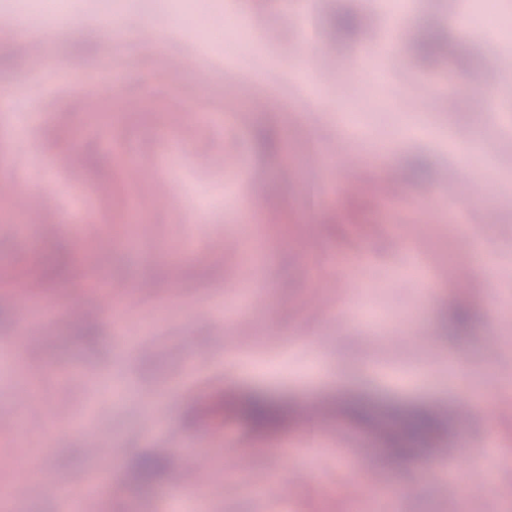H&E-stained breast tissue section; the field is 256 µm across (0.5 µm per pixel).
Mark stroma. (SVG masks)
I'll return each mask as SVG.
<instances>
[{
	"label": "stroma",
	"instance_id": "35a3bbf8",
	"mask_svg": "<svg viewBox=\"0 0 512 512\" xmlns=\"http://www.w3.org/2000/svg\"><path fill=\"white\" fill-rule=\"evenodd\" d=\"M284 0H263L260 27L247 39H225L223 61L207 77L174 71L185 53L182 36L166 47L146 22L155 0H138L121 20V53L112 57L118 96L139 98L138 111L117 116L105 102V130L82 112V88L58 78L93 67L109 46L97 38L108 2L46 28L48 61L37 65L0 28V171L19 185H40L38 215L27 237L0 204V343L16 363L0 362V427L23 422L14 447H0V479L11 480L16 453L40 462L8 512H58L42 486L68 488L107 468L111 483L91 512H169L179 490L177 467L203 456V512H485L498 499L512 512V208L494 196L448 201L439 192L464 163L482 165L498 188H512V33L474 21L459 38L451 17L469 0H416L412 32L394 63L380 72L384 100L375 103L353 50L357 38H334L339 14L372 15L374 0H319L312 6L315 48L328 47L332 81L307 80L304 30L282 27ZM454 45L453 56L418 57L414 45L431 33ZM110 56V55H109ZM262 79L271 99L242 102L226 113L225 95ZM453 91L454 106L430 109L431 93ZM355 107L364 131L386 143L383 165L357 172L366 185L393 174L402 201L379 207L368 195L318 207L308 198L338 179L344 163L336 112ZM274 128L281 153L262 150L254 132ZM151 170L131 181L126 154ZM77 156L79 165L65 164ZM293 173L281 177L284 166ZM104 195H94L98 186ZM171 194L169 205L158 197ZM141 221L127 224V197ZM274 204L283 224H260L265 249L259 277L261 308L239 299L247 276L243 253L224 247L226 235L254 222V200ZM433 221L418 223L420 213ZM77 224L102 225L103 237L76 238ZM142 236L128 254L116 241ZM370 258L357 290L340 283V259L362 250ZM90 258V275L109 284H143L140 308L127 329L111 314L88 322L59 317L40 333L19 323L14 294L28 282L53 292L59 306L94 307V292L76 296L47 272L45 259ZM458 277L445 278L448 268ZM469 312L462 327L448 314ZM324 375L309 378L314 362ZM486 389L487 404L461 412L464 383ZM40 403L31 405L29 393ZM252 393L300 411L311 396L328 406L316 438L287 422L257 431L238 407ZM361 398L376 410L418 405L452 418L403 461L386 456L379 434L349 417ZM234 443L243 469H227L225 443ZM112 449L109 459L92 446ZM502 459L492 487L465 495L449 482L448 465L479 466L488 447ZM144 457L159 461L158 477L141 481ZM274 476L270 491L251 492L248 477ZM403 488L386 500L371 485Z\"/></svg>",
	"mask_w": 512,
	"mask_h": 512
}]
</instances>
